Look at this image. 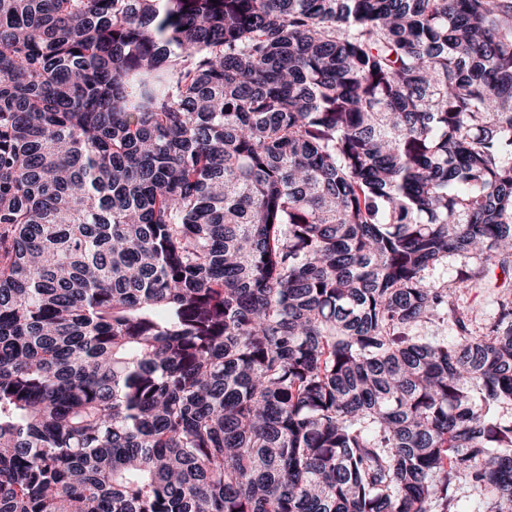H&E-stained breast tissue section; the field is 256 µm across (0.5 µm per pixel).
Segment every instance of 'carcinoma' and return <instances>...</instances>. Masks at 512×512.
<instances>
[{"label": "carcinoma", "instance_id": "cac0c4a2", "mask_svg": "<svg viewBox=\"0 0 512 512\" xmlns=\"http://www.w3.org/2000/svg\"><path fill=\"white\" fill-rule=\"evenodd\" d=\"M511 267L512 0H0V512H512ZM471 266V262L463 257L454 256L448 259L444 266L438 267L430 275V279L439 284H448L451 287L459 274L467 267ZM496 273L499 278L497 285L464 290L460 298V303L468 312L469 318L472 319V327L480 332L483 330L485 321L493 317L498 309L503 276L500 274V270H497Z\"/></svg>", "mask_w": 512, "mask_h": 512}]
</instances>
